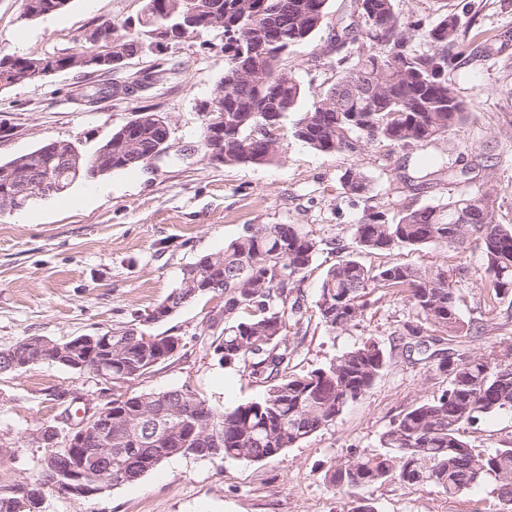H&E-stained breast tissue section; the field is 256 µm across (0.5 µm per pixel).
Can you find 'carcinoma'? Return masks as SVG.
<instances>
[{"label": "carcinoma", "instance_id": "1", "mask_svg": "<svg viewBox=\"0 0 512 512\" xmlns=\"http://www.w3.org/2000/svg\"><path fill=\"white\" fill-rule=\"evenodd\" d=\"M186 0H144L136 24L108 23L110 35L104 49H119L133 57H159L152 48L160 34L181 37ZM199 18L224 20V75L211 96L222 94L224 104V164L268 165L281 153L285 122L293 114L292 135L313 150L331 154L353 153L361 144L386 141L397 146L432 143L459 128L473 107L460 99L448 81V70L462 62L464 41L484 45L496 39L490 31L470 24L461 30L453 12L441 14L432 24H406L394 0H354L365 28H342L349 54L336 60V82L325 97L305 111L299 110L300 82L284 67V57L307 43L328 18V0H193ZM420 33L413 44L406 29ZM381 46L365 49L360 39ZM99 47V48H101ZM80 46L71 53L45 56H1L0 88L18 79H39L35 62L53 61L64 66L76 57L99 51ZM129 94V86L107 83L86 94L97 102ZM165 118L142 106L134 117L112 132L91 153L77 147L74 156L80 173H70L42 144L26 153L28 167L40 179L61 182L68 188L78 180H92L114 171L131 170L162 157L167 135ZM481 163H423L414 174L398 179L412 191L436 186L450 189L476 181ZM345 193L365 197L373 192L372 180L358 169L340 178ZM497 188L483 181L472 191L449 194L442 205L402 206L396 215L371 206L353 228L360 251L390 252L399 248L437 247L455 252L458 274H472L486 290V301L500 304L512 299V227L494 220ZM476 241L482 266L467 264V243ZM323 240L302 224H250L221 251L201 257L184 274L179 287L165 301L174 310L206 296L196 279L207 270L223 288L224 328L219 335L201 339L202 347L250 383L262 389L254 401L231 408L217 406L192 388L119 393L112 400V438L93 440L79 456L58 441L42 450L36 473L25 482L41 486L47 466L55 476L68 478L96 461L91 476L108 488L143 477L164 460L193 457L208 460L263 461L277 458L332 424L361 399L384 370L386 350L373 337L343 352L328 366L305 375L294 373L298 350L309 328L300 289L303 272L321 250ZM340 259L322 280L315 302L316 314L327 331H344L363 320L369 295L379 288L395 290L417 312V324L406 327L403 348L428 354L432 369L448 381L441 393L421 401L395 418L381 437L384 454L353 455L325 474L336 493L398 480L409 486L433 484L453 498L471 491L485 478L499 483L501 507L512 512V448L483 454L463 439L464 427L477 425L493 413L512 412V348L501 355H474L455 351L438 355L430 351L436 336H459L472 330L458 312L455 280L448 268H417L388 264L374 269L336 244ZM37 337L24 338L0 350V371H10L12 361L23 357ZM141 333L129 327L113 337L112 376L137 381L155 371V352L170 349L167 336L146 350ZM221 432L219 453H202L209 447L205 432ZM0 512H31L23 496L0 493Z\"/></svg>", "mask_w": 512, "mask_h": 512}]
</instances>
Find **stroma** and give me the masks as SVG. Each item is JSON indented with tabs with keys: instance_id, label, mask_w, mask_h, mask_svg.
<instances>
[{
	"instance_id": "obj_1",
	"label": "stroma",
	"mask_w": 512,
	"mask_h": 512,
	"mask_svg": "<svg viewBox=\"0 0 512 512\" xmlns=\"http://www.w3.org/2000/svg\"><path fill=\"white\" fill-rule=\"evenodd\" d=\"M142 0H72L68 9L38 20H21V0H0V56L57 55L83 44L103 22L140 14ZM459 9L462 25L477 22L496 33L491 45L469 49L449 75L459 96L477 100L466 123L447 138L422 147L386 142L356 153L322 154L285 135L277 161L265 166L224 165L204 159L200 148L201 103L224 73L221 30L169 50L162 60L133 58L108 73L60 72L0 90V163L50 141H77L86 151L147 105L169 125L168 152L137 169L75 183L64 193L0 213V350L29 336L62 342L74 336L115 333L141 324L149 335L182 337L180 358L136 381L138 391L190 384L226 407L259 397V388L200 346L224 301L207 296L156 324L141 319L180 284L201 256L222 250L247 224H303L317 238L353 242L363 211L386 202L397 186L394 169H415L420 160H477L499 155L485 176L499 189L496 223L512 225V4L506 0H395L405 21L431 24L443 7ZM352 0H330L326 26L289 55L310 108L336 81L328 59L338 57L335 29L353 22ZM173 75L128 99L83 100L94 86L121 82L126 73L154 63ZM366 173L373 198L345 194L348 169ZM365 265H453L452 251L434 247L365 253ZM458 310L471 332L442 341V348L499 354L512 344V305L488 308L474 278L457 280ZM363 321L328 332L310 322L295 362L296 373L321 367L367 337L376 338L390 361L372 388L333 424L277 459L259 462L173 457L139 481L89 499L49 494L46 512H348L351 498L333 493L326 471L349 453H381L380 438L392 420L447 386L431 373L430 360L408 356L400 336L417 316L402 295L376 290ZM89 375L52 363L0 373V492L36 470L40 449L29 436L59 412L52 394L87 392ZM465 439L481 452L512 447V414H494ZM376 512H471L474 501L498 507L497 483L488 478L471 492L448 498L432 484L408 487L386 481L360 490Z\"/></svg>"
}]
</instances>
